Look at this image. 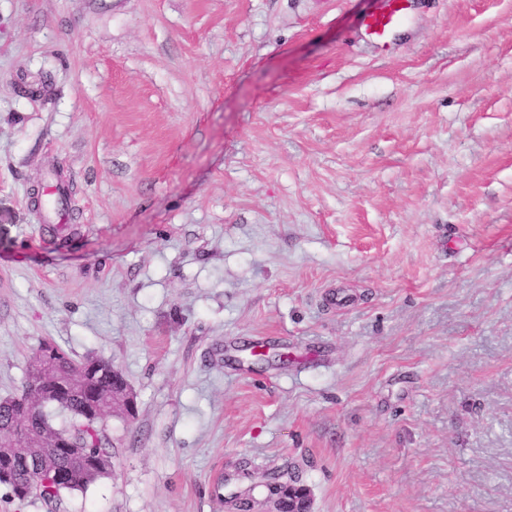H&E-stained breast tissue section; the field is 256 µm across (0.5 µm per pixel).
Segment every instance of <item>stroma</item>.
Returning a JSON list of instances; mask_svg holds the SVG:
<instances>
[{"mask_svg":"<svg viewBox=\"0 0 512 512\" xmlns=\"http://www.w3.org/2000/svg\"><path fill=\"white\" fill-rule=\"evenodd\" d=\"M381 6L0 0V400L46 342L136 399L0 512H512V0ZM385 5L378 13L364 20L366 31L378 42L384 43L391 30L396 27L410 7L411 0H383ZM279 482V481H278ZM282 488L278 495L268 496L273 502V509L260 512H311L310 491L301 479H291L279 482ZM283 502H288V510L281 507Z\"/></svg>","mask_w":512,"mask_h":512,"instance_id":"obj_1","label":"stroma"}]
</instances>
